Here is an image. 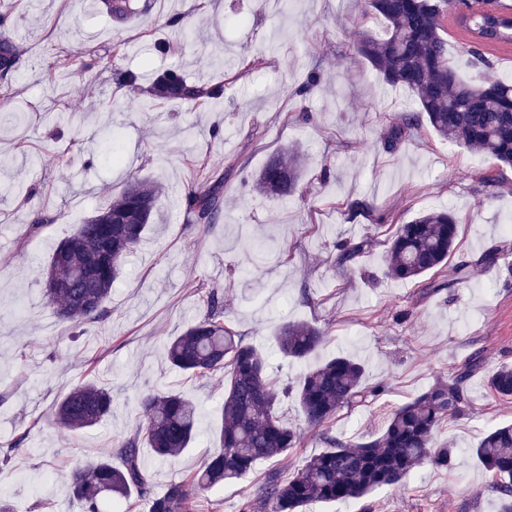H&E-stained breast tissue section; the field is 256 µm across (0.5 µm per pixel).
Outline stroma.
Segmentation results:
<instances>
[{
    "label": "stroma",
    "instance_id": "obj_1",
    "mask_svg": "<svg viewBox=\"0 0 512 512\" xmlns=\"http://www.w3.org/2000/svg\"><path fill=\"white\" fill-rule=\"evenodd\" d=\"M21 68L12 99L0 107V445L27 432V449L0 465V499L12 512H83L71 498L68 474L110 455L140 422L143 394L179 390L200 408L192 448L175 458L141 453L153 494L188 476L217 443L224 377H191L164 356L169 337L203 315L209 289L224 293V323L259 347L276 388L304 371L279 353L283 323L315 324L326 341L312 363L344 353L366 366V385L386 381L377 397L339 411L328 429L342 440L378 436L387 415L468 359L465 416L448 419L436 444L455 450L452 465L424 464L405 485L383 487L350 503L317 502L307 512H497L491 476L473 450L482 435L512 422V400L496 397L489 373L512 364V168L439 138L419 124L395 145L388 127L414 107L410 93L385 87L354 51L363 34H383L363 17L361 0H154L153 11L189 14L195 32L179 40L156 22L113 18L101 0H9ZM445 17L448 60L460 76H512V50L486 47L472 65L468 35ZM176 42L162 53L160 42ZM120 48L119 67L145 78L169 68L191 80L220 81L213 108L140 95L111 72L58 70L66 53ZM261 66H253L256 57ZM319 82L306 96L296 88L310 69ZM81 122L72 143L63 114ZM120 137L124 164L104 165L97 132ZM301 147L302 191L286 202L261 196L255 179L268 157ZM67 152L68 165L54 161ZM224 177V217L202 229L187 223L180 199L202 181L203 169ZM164 187L155 226L128 258L112 287L111 316L74 328L44 292L43 270L53 248L130 180ZM452 209L457 246L442 271L411 283L384 271L387 239L396 224L423 211ZM51 224L31 233L32 217ZM369 238L366 252L338 263L336 246ZM494 263H483L486 253ZM471 267L467 281L454 269ZM112 391V415L80 433L60 428L55 403L77 384ZM318 433L281 461L257 463L243 479L201 494L198 512H239L264 476L288 475L319 453Z\"/></svg>",
    "mask_w": 512,
    "mask_h": 512
}]
</instances>
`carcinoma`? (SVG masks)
<instances>
[{
	"label": "carcinoma",
	"mask_w": 512,
	"mask_h": 512,
	"mask_svg": "<svg viewBox=\"0 0 512 512\" xmlns=\"http://www.w3.org/2000/svg\"><path fill=\"white\" fill-rule=\"evenodd\" d=\"M118 18H137L151 24L150 4L133 0H105ZM455 0H363V12L383 20L382 36L366 35L355 46L382 81L406 89L414 96L416 112L405 114L391 126L392 146L407 130L426 120L442 139L488 154L512 166V80L461 78L448 62L447 41L442 36L445 14ZM459 25L474 42L489 47L512 46V16L481 8L458 17ZM13 22L0 12V85L12 82L19 54L12 34ZM96 57L70 54L59 66L71 73L96 67ZM146 104L179 99L199 106L221 102L224 85L193 83L178 70H167L152 81ZM101 149L112 165L122 162L118 138L108 128L100 130ZM304 155L299 149L271 156L258 174L256 186L265 197L286 200L302 179ZM163 188L148 180L126 185L107 206L98 209L55 248L44 272L45 289L56 314L82 324L104 321L112 285L122 266L143 241ZM224 212V177L205 175L196 189L184 195L189 224H214ZM457 224L451 211L422 212L406 224L395 225L388 240L386 276L414 281L442 269L454 249ZM322 331L308 322H289L277 332L281 354L296 362L314 355L323 342ZM172 366L193 377L224 375L226 387L218 427L219 445L193 474L151 495L140 441L146 439L161 458L182 454L194 442L199 417L197 406L180 391L141 398L144 422L118 442L115 455L69 474V490L85 512H101L108 500L127 501L135 495L147 501L149 512H194L200 492L224 485L249 473L264 460L285 457L300 447V429L277 415V394L269 381L266 359L253 345L224 326V296L208 291L202 318L187 325L165 347ZM481 368L470 357L440 381L396 407L384 430L373 440L340 441L323 436L325 448L310 457L296 473L284 479L269 472L242 512L260 505L271 512H306L316 502H348L364 498L374 489L402 483L424 463L447 467L454 450L432 444L435 430L469 408L465 382ZM363 363L346 355L326 359L297 379L296 397L307 427L329 423L345 407L385 391L380 382L364 385ZM488 387L499 398L512 399V367L500 366L488 376ZM112 412V393L94 382L73 387L54 408L60 426L80 432L102 422ZM474 455L491 473L498 493V512H512V425L488 431Z\"/></svg>",
	"instance_id": "carcinoma-1"
}]
</instances>
